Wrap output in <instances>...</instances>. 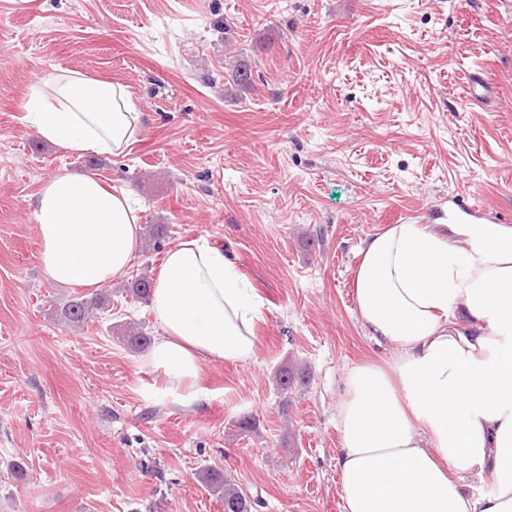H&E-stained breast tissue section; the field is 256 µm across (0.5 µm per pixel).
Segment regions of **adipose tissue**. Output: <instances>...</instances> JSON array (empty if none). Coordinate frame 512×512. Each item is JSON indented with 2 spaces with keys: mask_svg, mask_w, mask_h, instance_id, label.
<instances>
[{
  "mask_svg": "<svg viewBox=\"0 0 512 512\" xmlns=\"http://www.w3.org/2000/svg\"><path fill=\"white\" fill-rule=\"evenodd\" d=\"M25 122L64 154L121 156L141 130L126 86L80 71L46 74ZM39 261L53 282L98 291L141 241L126 194L92 172L62 171L33 203ZM360 319L385 364L350 370L336 408L344 512H512V226L397 224L362 241ZM161 324L148 361L185 408L208 361L255 355L263 302L221 245L171 249L152 283ZM492 473L495 489L473 480Z\"/></svg>",
  "mask_w": 512,
  "mask_h": 512,
  "instance_id": "ef3b65f1",
  "label": "adipose tissue"
}]
</instances>
